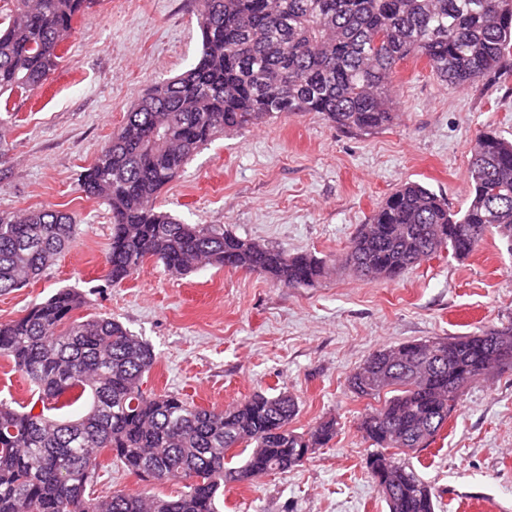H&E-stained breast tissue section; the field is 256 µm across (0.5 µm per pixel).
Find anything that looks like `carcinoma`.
Returning a JSON list of instances; mask_svg holds the SVG:
<instances>
[{
    "mask_svg": "<svg viewBox=\"0 0 512 512\" xmlns=\"http://www.w3.org/2000/svg\"><path fill=\"white\" fill-rule=\"evenodd\" d=\"M91 0H0V95L27 93L56 70L58 48ZM202 35L189 69L154 84L126 112L82 176L89 198L107 203L112 241L104 280L116 286L151 260L178 277L200 264L231 268L281 288H305L327 262L205 224H186L155 201L201 148L228 130L282 112H315L336 128L367 134L390 125L399 62L424 59L454 86L512 72V0H193ZM467 206L450 212L418 182L392 193L349 241L342 262L395 280L442 250L461 259L489 233L512 245V140L477 134ZM53 207L0 211V292L52 265L77 233ZM61 288L0 323V356L34 385L42 407L0 400V512H219L224 487L252 485L307 460L305 449L336 437V421L305 432L290 424L298 404L255 392L222 411L173 393L143 389L155 363L150 345L119 321L88 313ZM512 365V324L468 336L429 337L377 349L349 378L360 398L383 404L361 420L380 448H426L460 404L463 390ZM85 400L84 412L62 410ZM237 448L239 452L228 455ZM145 481L171 483L165 497L95 494L101 453ZM389 512H435L436 500L398 462Z\"/></svg>",
    "mask_w": 512,
    "mask_h": 512,
    "instance_id": "cac0c4a2",
    "label": "carcinoma"
}]
</instances>
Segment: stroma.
Instances as JSON below:
<instances>
[{
	"label": "stroma",
	"instance_id": "stroma-1",
	"mask_svg": "<svg viewBox=\"0 0 512 512\" xmlns=\"http://www.w3.org/2000/svg\"><path fill=\"white\" fill-rule=\"evenodd\" d=\"M73 26L46 84L10 94L0 112L12 146L0 210L50 205L80 230L38 280L0 293V322L75 288L87 312L152 345L146 389L217 410L257 391H285L299 402V432L335 418V438L301 466L225 488L223 512H388L368 477L378 448L359 429L368 402L348 378L376 349L512 321V247L494 234L467 258L443 253L394 281L357 277L338 258L404 183L442 194L451 211L466 207L477 133L491 127L512 138V75L459 88L425 60H405L393 82L392 125L352 134L313 112L283 113L200 150L158 197L185 223L328 259L314 286L277 288L210 266L179 278L149 262L112 287L102 278L112 214L85 197L79 178L145 89L190 67L201 32L192 0H93ZM403 459L436 494V512H512V367L469 385L435 442ZM101 461L97 494L174 491L109 456Z\"/></svg>",
	"mask_w": 512,
	"mask_h": 512
}]
</instances>
